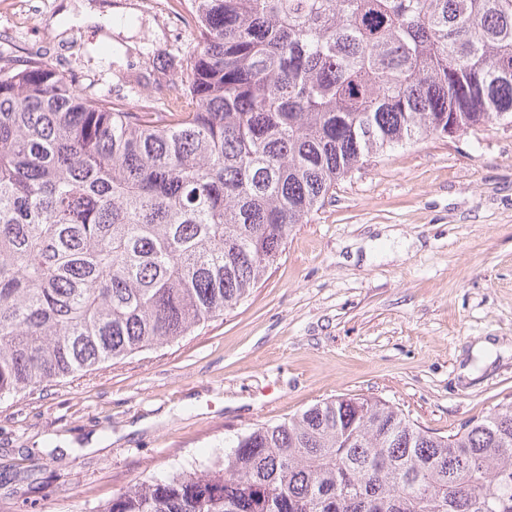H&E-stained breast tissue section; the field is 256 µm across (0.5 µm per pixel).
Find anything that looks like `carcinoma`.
I'll use <instances>...</instances> for the list:
<instances>
[{
	"label": "carcinoma",
	"instance_id": "cac0c4a2",
	"mask_svg": "<svg viewBox=\"0 0 512 512\" xmlns=\"http://www.w3.org/2000/svg\"><path fill=\"white\" fill-rule=\"evenodd\" d=\"M161 110L0 57V399L244 302L363 159L512 117V0H189ZM103 512H512V401L446 436L337 397Z\"/></svg>",
	"mask_w": 512,
	"mask_h": 512
}]
</instances>
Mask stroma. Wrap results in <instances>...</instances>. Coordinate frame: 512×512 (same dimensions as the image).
Masks as SVG:
<instances>
[{"instance_id": "obj_1", "label": "stroma", "mask_w": 512, "mask_h": 512, "mask_svg": "<svg viewBox=\"0 0 512 512\" xmlns=\"http://www.w3.org/2000/svg\"><path fill=\"white\" fill-rule=\"evenodd\" d=\"M188 0H0V56L162 102ZM494 350L473 348L483 339ZM439 435L512 400V127L431 135L341 181L251 296L190 335L0 400V512H102L338 396Z\"/></svg>"}]
</instances>
